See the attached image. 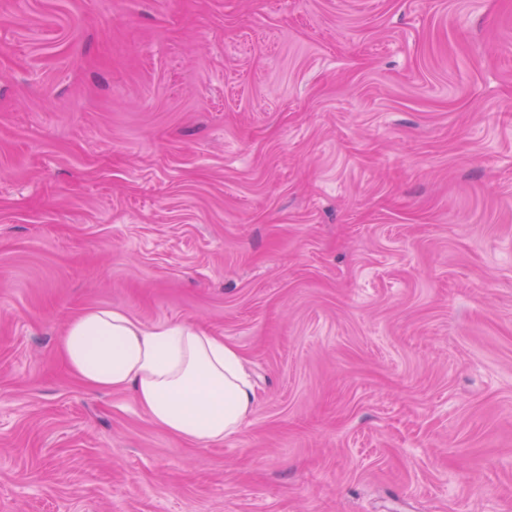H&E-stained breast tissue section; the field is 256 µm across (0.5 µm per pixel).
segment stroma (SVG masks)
I'll use <instances>...</instances> for the list:
<instances>
[{"label": "stroma", "mask_w": 512, "mask_h": 512, "mask_svg": "<svg viewBox=\"0 0 512 512\" xmlns=\"http://www.w3.org/2000/svg\"><path fill=\"white\" fill-rule=\"evenodd\" d=\"M94 307L249 424L78 382ZM0 512H512V0H0ZM70 372L103 391H131L149 419L201 446L238 435L255 389L240 351L224 337L170 323L145 327L109 308L72 317L59 342Z\"/></svg>", "instance_id": "35a3bbf8"}]
</instances>
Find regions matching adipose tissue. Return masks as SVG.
<instances>
[{"mask_svg": "<svg viewBox=\"0 0 512 512\" xmlns=\"http://www.w3.org/2000/svg\"><path fill=\"white\" fill-rule=\"evenodd\" d=\"M59 350L81 383L132 392L155 425L183 442L207 446L233 438L254 410L242 354L204 329L146 327L121 311L94 308L70 319Z\"/></svg>", "mask_w": 512, "mask_h": 512, "instance_id": "obj_1", "label": "adipose tissue"}]
</instances>
